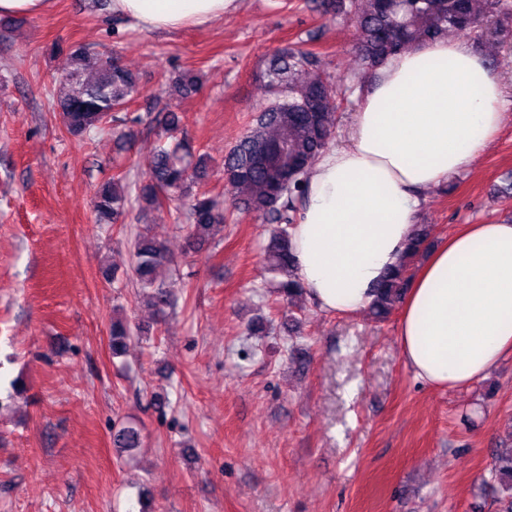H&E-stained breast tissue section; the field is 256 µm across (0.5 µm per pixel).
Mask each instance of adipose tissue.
<instances>
[{
  "instance_id": "obj_1",
  "label": "adipose tissue",
  "mask_w": 512,
  "mask_h": 512,
  "mask_svg": "<svg viewBox=\"0 0 512 512\" xmlns=\"http://www.w3.org/2000/svg\"><path fill=\"white\" fill-rule=\"evenodd\" d=\"M236 0H111L147 30L223 19ZM502 85L451 39L418 44L371 80L340 144L315 162L291 231L295 277L327 313L359 315L400 264L425 196L469 169L498 132ZM401 357L435 388L485 379L512 355V221L464 224L415 271L398 323Z\"/></svg>"
}]
</instances>
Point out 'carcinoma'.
<instances>
[{
  "label": "carcinoma",
  "mask_w": 512,
  "mask_h": 512,
  "mask_svg": "<svg viewBox=\"0 0 512 512\" xmlns=\"http://www.w3.org/2000/svg\"><path fill=\"white\" fill-rule=\"evenodd\" d=\"M324 15L341 16L355 31L354 48L376 75L385 61L424 41L448 38V33H474L498 42L512 41V0H315ZM70 65L57 79L58 116L73 137L102 131L114 121L143 122L140 116L119 118L138 93L136 77L118 61L98 55L95 75L85 76L92 53L82 45L67 49ZM269 93L246 131L224 155V183L232 192L236 210L271 226L264 246L265 261L273 274L284 276L280 294L288 303L304 294L293 274L288 229L300 219L305 205L308 170L326 150L336 130V100L341 81L320 70L318 56L297 45L268 54L261 75ZM210 178L207 157L187 142L162 140L145 163L138 188L140 213L182 202L176 220L188 224L186 247L194 249L227 220L224 202L206 190L190 193ZM131 191L127 175L116 174L97 186L93 197L95 223L121 224ZM174 255L149 227L138 231L133 244L132 274L154 315L161 319L173 305V282L166 272ZM407 265L389 273L377 290L369 314L384 320L401 298L407 284ZM132 340L130 324L115 319L110 326L112 357L125 353ZM113 446L138 448L141 430L125 422L112 432ZM491 479L499 485L500 512H512V448L495 450Z\"/></svg>",
  "instance_id": "obj_1"
}]
</instances>
